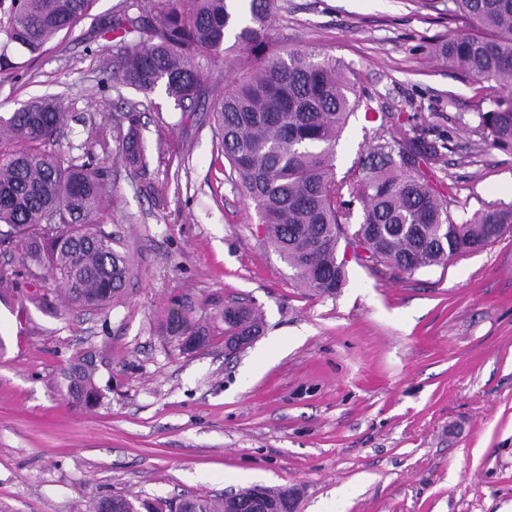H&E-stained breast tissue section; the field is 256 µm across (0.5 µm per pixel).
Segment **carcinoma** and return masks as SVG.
Instances as JSON below:
<instances>
[{"mask_svg": "<svg viewBox=\"0 0 512 512\" xmlns=\"http://www.w3.org/2000/svg\"><path fill=\"white\" fill-rule=\"evenodd\" d=\"M94 0H0V50L40 55L71 30ZM463 28L440 54L479 85L494 108L475 115L469 132L480 143L512 148V0H452ZM278 0H128L105 24L112 38V67L105 80L143 94L163 88L184 112H194L207 92L201 60L224 53L226 33L244 58L241 74L224 82L213 112L218 154L236 190L254 206L265 241L294 271L299 285L334 296L345 282L340 242L365 253L364 261L393 278L438 266L492 243L512 224V205L469 218L455 215L434 172L449 143L424 137V115L413 135L392 134L395 114L379 111L358 86L351 68L306 46L271 49ZM377 123L369 151L336 176V143L358 109ZM126 113L89 118L91 135L68 150L54 148L66 112L55 100H35L0 116V237L16 243L23 271L0 267V296L18 292L25 274L47 284L24 296L34 306L101 310L127 303L137 279L133 252L103 229L112 206L107 159L115 152L145 172L151 156ZM128 130H123V121ZM361 205V214L353 204ZM200 304L171 299L159 329L163 343L182 354L206 346L211 324ZM226 342L249 344L262 318L242 303L224 308ZM95 352L77 354L62 370L58 391L75 405L101 397ZM141 500L95 499L91 512H234L230 502L248 496Z\"/></svg>", "mask_w": 512, "mask_h": 512, "instance_id": "obj_1", "label": "carcinoma"}]
</instances>
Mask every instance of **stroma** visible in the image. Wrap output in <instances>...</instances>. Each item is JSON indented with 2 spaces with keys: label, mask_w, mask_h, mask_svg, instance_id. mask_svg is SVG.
Instances as JSON below:
<instances>
[{
  "label": "stroma",
  "mask_w": 512,
  "mask_h": 512,
  "mask_svg": "<svg viewBox=\"0 0 512 512\" xmlns=\"http://www.w3.org/2000/svg\"><path fill=\"white\" fill-rule=\"evenodd\" d=\"M279 2L275 45L342 60L373 107L410 118L423 106L426 139L453 145L438 176L456 214L512 203V150L475 144L476 87L434 52L460 26L448 0ZM123 5L96 0L42 56L13 52L0 67V114L40 98L69 112L60 149L86 138L85 118L133 101L148 150L163 119L175 151L169 169L144 176L108 161L116 192L105 229L126 236L140 269L130 303H0V512H89L99 497L255 485L297 488L299 512H512V230L401 279L342 248L344 287L307 294L228 182L208 107L186 117L163 90L102 84L112 40L100 30ZM372 136L364 112L350 117L337 173ZM177 295L213 313L251 304L263 331L229 352L218 321L209 347L165 350L156 328ZM91 349L104 353L103 397L67 404L59 374Z\"/></svg>",
  "instance_id": "35a3bbf8"
}]
</instances>
